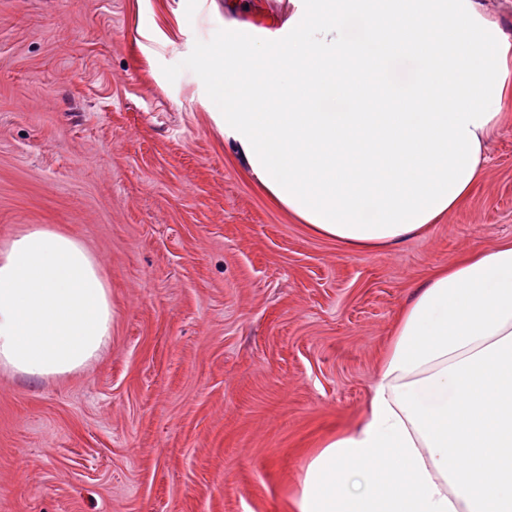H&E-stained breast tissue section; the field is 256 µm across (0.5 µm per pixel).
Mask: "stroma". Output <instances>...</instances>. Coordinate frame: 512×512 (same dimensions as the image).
I'll return each mask as SVG.
<instances>
[{"instance_id": "35a3bbf8", "label": "stroma", "mask_w": 512, "mask_h": 512, "mask_svg": "<svg viewBox=\"0 0 512 512\" xmlns=\"http://www.w3.org/2000/svg\"><path fill=\"white\" fill-rule=\"evenodd\" d=\"M225 2L0 0V243L75 236L115 307L82 370L0 371V512H297L414 289L512 242V102L422 234L353 250L289 217L212 118Z\"/></svg>"}]
</instances>
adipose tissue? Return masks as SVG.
<instances>
[{
  "label": "adipose tissue",
  "mask_w": 512,
  "mask_h": 512,
  "mask_svg": "<svg viewBox=\"0 0 512 512\" xmlns=\"http://www.w3.org/2000/svg\"><path fill=\"white\" fill-rule=\"evenodd\" d=\"M290 2L255 38L226 23L212 63L214 119L253 179L350 248L403 242L460 208L512 98V36L483 0ZM113 319L77 238L35 224L0 245V370L76 372ZM297 509L512 512V243L416 288L363 422L310 460Z\"/></svg>",
  "instance_id": "1"
}]
</instances>
